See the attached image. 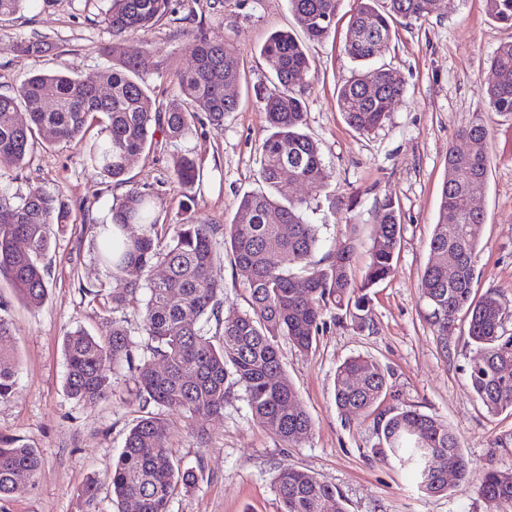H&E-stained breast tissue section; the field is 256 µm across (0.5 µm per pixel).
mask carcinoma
<instances>
[{
    "label": "carcinoma",
    "instance_id": "carcinoma-1",
    "mask_svg": "<svg viewBox=\"0 0 512 512\" xmlns=\"http://www.w3.org/2000/svg\"><path fill=\"white\" fill-rule=\"evenodd\" d=\"M101 25L112 35V45L98 48L112 57L102 72L108 95L61 73H39L22 81L10 95L0 94V169L22 168L37 135L48 130L53 140L78 143L94 123L103 138L89 149V160L113 181L127 182L131 161L151 148L156 134L181 138L204 114L216 130L224 113L239 108L238 95L226 88L240 83L241 64L233 45L222 34L202 27L184 28L192 49L193 65L177 73L182 98L165 105L151 97L142 77V57L122 50V42L139 30L151 28L173 13V0H108ZM339 0H288L296 26L310 40H323L335 26ZM356 0L344 51L354 62H370L388 44L394 22L419 20L434 12V0ZM495 22L512 28V0H485ZM271 73V86L259 99L272 129L261 147L257 175L268 191L243 195L235 219L224 227V249L233 259L249 291L248 310L231 320L220 319L224 284L211 274L217 259L213 226L190 215L160 236L153 196L131 188L110 222L99 226V260L120 281L112 289V310L140 307L142 329L150 342L151 360L135 362L125 327L112 320L109 332L92 336L81 329L63 339L68 395L96 404L111 391L112 375L122 365L134 371L135 398L184 414L188 418L224 412L230 387L243 388L252 415L285 444L308 435L313 422L284 373L278 339L284 337L297 350H310L324 325V312L333 308L337 319L358 330L372 321L371 290L386 280L402 239V224L395 202L379 207L371 234L370 257L361 280L353 274L357 251L355 232L345 235L323 261H314L317 226L305 217L304 201L293 196L291 184L324 186L330 173L320 148L303 130L305 104L293 88V74L309 68L303 41L290 31L272 33L261 48ZM493 83L480 89V97L495 112L512 116V41L498 46L491 60ZM405 90V80L391 69L358 74L337 90V103L348 125L368 133L381 125L391 105ZM55 107L46 110L45 100ZM25 111L28 119L18 122ZM479 148L468 155L448 150V174L441 190L436 231L429 243L431 259L420 288L427 303L426 321L438 335L459 314L469 319V338L481 366L468 368V383L492 415L512 410V331L504 322L498 293L477 295L473 255L480 245L484 215L467 208L474 190L485 191L490 131L478 120L461 131ZM288 177H283V172ZM173 175L183 186L200 177L196 161L180 155ZM68 222V208L60 194L32 188L13 202L0 190V275L9 279L16 297L36 308L49 294L42 258L50 247L49 226ZM132 224L147 230L131 235ZM288 225L283 233L281 225ZM27 243L20 252L16 240ZM459 256L453 272L448 258ZM166 267L156 280L155 263ZM146 299H141V295ZM216 322L215 335L205 325ZM10 323L0 317V401L17 390L18 368L11 345ZM388 372L364 357H351L336 369L334 400L340 414L376 415L378 442L371 454L383 462H396L411 470L418 488L429 496L448 492V476L430 467L432 459L467 480L471 467L455 430L447 422L416 409L377 412L387 391ZM357 377L361 387L349 380ZM170 431L165 419L148 412L129 430L124 447L112 467L107 490L119 512H167L178 483L194 479L192 472L173 461L168 448ZM41 460L36 449L15 435L0 434V502L36 488ZM275 492L282 512H346L336 488L313 474L294 467L281 470ZM480 492L490 512H512V474L490 469L480 477Z\"/></svg>",
    "mask_w": 512,
    "mask_h": 512
}]
</instances>
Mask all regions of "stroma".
<instances>
[{
	"instance_id": "1",
	"label": "stroma",
	"mask_w": 512,
	"mask_h": 512,
	"mask_svg": "<svg viewBox=\"0 0 512 512\" xmlns=\"http://www.w3.org/2000/svg\"><path fill=\"white\" fill-rule=\"evenodd\" d=\"M106 5L107 0H28L20 13L0 21V93H13L39 72L98 81L112 63L98 51L112 41L99 22ZM173 6L172 17L133 34L126 47L142 51L143 78L166 102L179 93L171 69L192 63L180 35L186 22L224 33L242 60L243 75L239 109L225 114L222 130L203 119L180 139L159 140L133 159L125 185L89 163L87 151L99 133L95 127L77 146L41 137L22 171L0 172L1 191L20 197L33 187L58 190L70 212L69 223L50 228L43 258L50 292L41 307L18 301L8 279L0 276V317L11 325L19 364L15 395L0 402V433L22 437L42 460L37 490L0 503V512L118 510L108 493L89 505L79 490L87 478L108 479L129 429L146 410L134 400L132 374L125 368L113 375L112 391L102 401L89 405L70 398L62 340L79 327L105 333L114 319L123 321L136 357L146 355L147 339L138 307L112 308L116 282L96 258L93 225L108 222L113 207L134 186L153 194L164 224L180 223L181 201L193 198L195 216L216 226L220 249L222 228L232 222L240 197L263 188L256 161L270 129L258 95L272 74L260 50L273 31L294 30L288 0H174ZM355 6V0H340L334 32L305 44L310 67L294 88L306 101L304 130L318 143L331 178L324 187L299 183L293 191L306 200V217L318 227L315 259L327 257L348 225H356L362 242L354 256L359 277L369 261L378 209L393 199L403 224L394 271L372 291L369 330L337 321L331 310L311 351L299 352L280 340L282 367L314 422L299 442L285 445L259 423L238 386L218 417L191 420L161 409L173 459L195 474L192 484L177 487L168 512H280L274 477L288 466L335 487L346 512H488L479 491L482 472H512V412L487 413L468 385L475 350L467 320L457 318L447 340H440L425 320L419 288L430 260L448 151L466 149L461 130L483 120L490 129L489 167L485 193L477 202L485 224L474 256L476 286L499 293L512 329V118L482 108L478 95L480 86L492 81L491 58L501 43L512 40V29L489 18L484 0H443L426 19L395 24L391 42L370 66L398 71L405 91L380 126L361 134L348 126L337 104L338 87L359 70L342 50ZM20 40L43 43L46 50L14 51ZM183 154L195 159L201 173L189 187L172 175L174 158ZM212 275L224 284V318L247 310L246 284L229 256H221ZM354 356L389 372L380 411L413 408L456 430L471 463L466 486L428 496L409 472L372 457L373 418L344 419L334 402L336 369ZM201 429L206 439H199Z\"/></svg>"
}]
</instances>
